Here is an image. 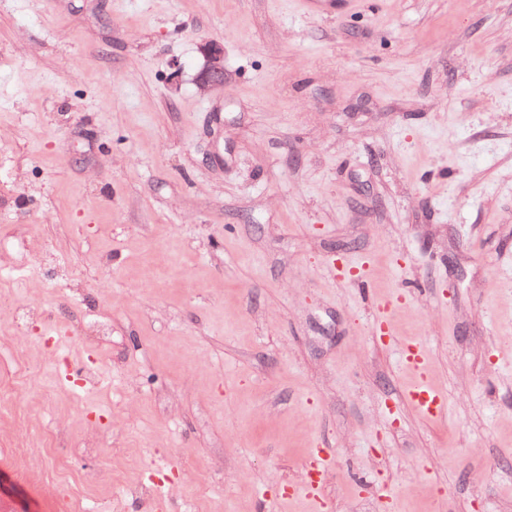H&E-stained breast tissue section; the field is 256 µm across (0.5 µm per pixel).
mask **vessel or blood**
<instances>
[{"label": "vessel or blood", "instance_id": "1", "mask_svg": "<svg viewBox=\"0 0 512 512\" xmlns=\"http://www.w3.org/2000/svg\"><path fill=\"white\" fill-rule=\"evenodd\" d=\"M402 358L407 367L415 371L417 378L404 391L405 401L429 421H438L448 414V397L433 386L427 377L424 347L420 342H408L402 347Z\"/></svg>", "mask_w": 512, "mask_h": 512}]
</instances>
